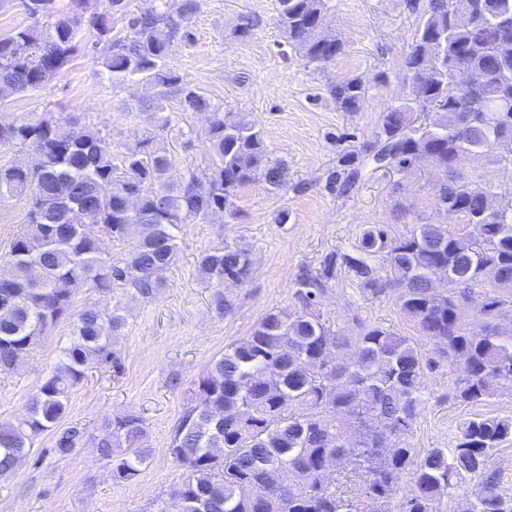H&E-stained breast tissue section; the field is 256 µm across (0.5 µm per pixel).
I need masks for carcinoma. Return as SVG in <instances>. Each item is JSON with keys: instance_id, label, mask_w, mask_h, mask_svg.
<instances>
[{"instance_id": "cac0c4a2", "label": "carcinoma", "mask_w": 512, "mask_h": 512, "mask_svg": "<svg viewBox=\"0 0 512 512\" xmlns=\"http://www.w3.org/2000/svg\"><path fill=\"white\" fill-rule=\"evenodd\" d=\"M27 25L0 35V87L37 91L69 63L85 30L108 45L97 64L114 85L130 81L175 87L179 78L165 60L172 42L190 36L188 22L199 0H158L130 19V34L112 38L110 20L90 0H21ZM461 0H408L420 11L404 66L411 97L381 115L375 140L344 160L341 183L350 189L361 167L393 153L392 170L406 174L426 162L444 175L437 205L466 224L483 226L482 237L454 235L442 224H418L402 237L370 225L359 245L331 253L321 268L297 278L298 311L268 312L246 339L224 349L196 383V400L176 427L170 451L187 471L170 492L182 512H439L443 497L470 481L480 492L462 512H512V497L499 489L491 458L512 438V420L475 415L466 419L449 448L420 453L388 436L409 429L419 414L425 359L412 339L380 326L354 336L333 329L318 310L341 266L373 294L400 289V309L416 331L448 362L457 399L479 404L496 389L512 387V197L491 199V185L470 179L466 165L486 158L512 164V33L499 25L512 0H482L476 23L455 18ZM279 25L288 44L308 62L323 64L342 51L340 39L321 31L327 0H278ZM186 107L210 112L205 130L212 166L199 179L190 173L169 181L173 158L146 139L125 147L115 162L112 141L50 112H29L0 126V141L29 143L28 165L0 167V197L24 196L28 223L0 263V371L30 357L76 290L109 291L115 285L143 298L163 286L159 273L177 256L175 231L222 211H238V189L263 172L270 190H288L284 160L266 148L263 132L238 112H222L195 90L180 89ZM336 104L355 112L366 84L356 76L332 87ZM361 166H356V160ZM97 226L96 237L88 227ZM140 230L134 252L120 262L108 245ZM199 271L216 288L213 303L231 306L227 282L249 276L247 252L224 246L200 257ZM446 287H434L438 269ZM483 289L479 321L464 318V303ZM116 314L82 310L70 344L32 399L29 415L0 427V478L15 473L33 441L54 430V450L71 455L88 439L86 428L58 427L70 391L87 366H118L113 339ZM353 346L356 358L338 363L333 349ZM357 423L362 433L347 438ZM96 447L112 462V480L127 483L149 458L142 447L143 419L104 418ZM120 453H114V449ZM344 471L327 477L326 460ZM413 471L411 489L393 503L398 476Z\"/></svg>"}]
</instances>
